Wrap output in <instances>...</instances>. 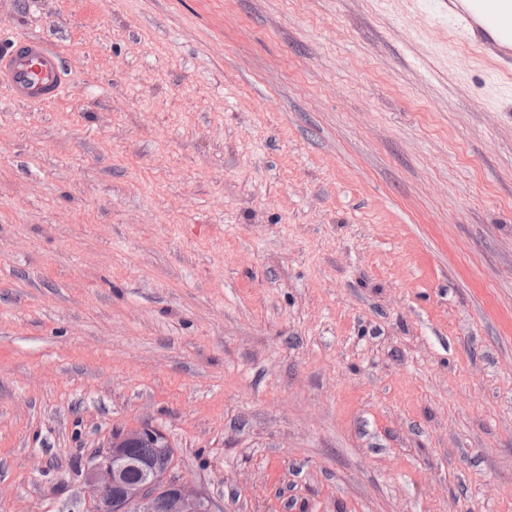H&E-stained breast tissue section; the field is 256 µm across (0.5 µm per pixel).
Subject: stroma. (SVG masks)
<instances>
[{"mask_svg": "<svg viewBox=\"0 0 512 512\" xmlns=\"http://www.w3.org/2000/svg\"><path fill=\"white\" fill-rule=\"evenodd\" d=\"M439 0H0V512L148 424L211 512H512V81ZM0 84L29 102H55L71 92L60 53L33 38L20 39L17 47L0 53Z\"/></svg>", "mask_w": 512, "mask_h": 512, "instance_id": "stroma-1", "label": "stroma"}]
</instances>
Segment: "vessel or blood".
<instances>
[{"label":"vessel or blood","mask_w":512,"mask_h":512,"mask_svg":"<svg viewBox=\"0 0 512 512\" xmlns=\"http://www.w3.org/2000/svg\"><path fill=\"white\" fill-rule=\"evenodd\" d=\"M446 6L448 22L461 39L499 70L512 72V0H447ZM0 84L29 102H55L71 92L60 53L33 38L0 53Z\"/></svg>","instance_id":"obj_1"}]
</instances>
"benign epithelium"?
I'll return each mask as SVG.
<instances>
[{
  "label": "benign epithelium",
  "mask_w": 512,
  "mask_h": 512,
  "mask_svg": "<svg viewBox=\"0 0 512 512\" xmlns=\"http://www.w3.org/2000/svg\"><path fill=\"white\" fill-rule=\"evenodd\" d=\"M148 442L152 451L133 449ZM176 449L157 428L143 425L112 433V439L84 466L91 512H210L207 499L190 481L172 475ZM136 477H131V474Z\"/></svg>",
  "instance_id": "obj_1"
}]
</instances>
